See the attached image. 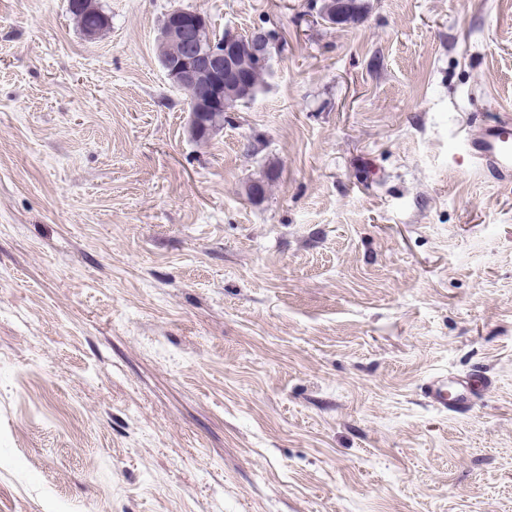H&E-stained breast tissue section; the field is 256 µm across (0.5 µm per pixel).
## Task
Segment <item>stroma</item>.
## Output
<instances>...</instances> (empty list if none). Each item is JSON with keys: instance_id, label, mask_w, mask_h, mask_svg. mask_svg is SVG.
I'll list each match as a JSON object with an SVG mask.
<instances>
[{"instance_id": "1", "label": "stroma", "mask_w": 512, "mask_h": 512, "mask_svg": "<svg viewBox=\"0 0 512 512\" xmlns=\"http://www.w3.org/2000/svg\"><path fill=\"white\" fill-rule=\"evenodd\" d=\"M100 5L0 0V512H512V0ZM176 6L282 41L204 141ZM318 17L324 22L337 26L355 24L364 14L365 0H319ZM344 2V5H340ZM336 5V13L332 14V7ZM473 163L497 182L512 185V123L498 120L482 126L468 140ZM485 384L477 377L434 376L422 384V393L427 402L444 412L466 414L474 406L480 389Z\"/></svg>"}]
</instances>
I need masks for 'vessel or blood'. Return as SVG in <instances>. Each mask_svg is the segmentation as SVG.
Listing matches in <instances>:
<instances>
[{"mask_svg": "<svg viewBox=\"0 0 512 512\" xmlns=\"http://www.w3.org/2000/svg\"><path fill=\"white\" fill-rule=\"evenodd\" d=\"M468 151L474 164L501 183L512 185V122L499 120L482 126L470 137ZM483 382L476 377L434 376L422 385L427 402L444 412L468 413Z\"/></svg>", "mask_w": 512, "mask_h": 512, "instance_id": "1", "label": "vessel or blood"}]
</instances>
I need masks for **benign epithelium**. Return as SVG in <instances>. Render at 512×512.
<instances>
[{"mask_svg":"<svg viewBox=\"0 0 512 512\" xmlns=\"http://www.w3.org/2000/svg\"><path fill=\"white\" fill-rule=\"evenodd\" d=\"M209 30L202 13L177 7L166 14L158 37L160 45L177 42L183 47V53L176 60L161 56L159 61L173 85L196 89L188 103V129L196 139L202 131L200 113L225 111L224 80L237 75L234 66L237 56L246 52L258 67L267 70L278 47L275 31L263 27L253 29L246 38L226 29L224 40L217 43L211 39Z\"/></svg>","mask_w":512,"mask_h":512,"instance_id":"obj_1","label":"benign epithelium"}]
</instances>
